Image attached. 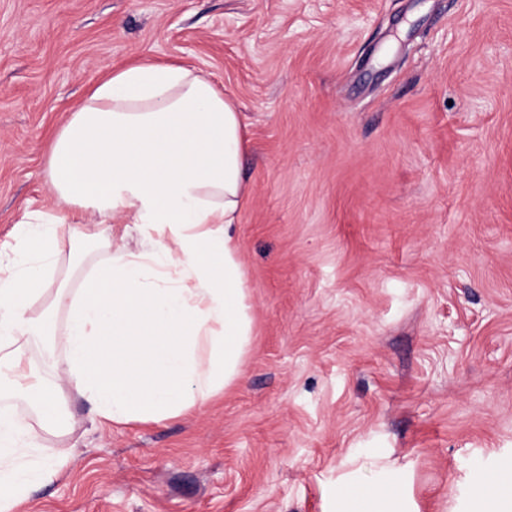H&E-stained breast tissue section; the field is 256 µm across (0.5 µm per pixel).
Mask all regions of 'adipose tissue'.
<instances>
[{"instance_id": "adipose-tissue-1", "label": "adipose tissue", "mask_w": 512, "mask_h": 512, "mask_svg": "<svg viewBox=\"0 0 512 512\" xmlns=\"http://www.w3.org/2000/svg\"><path fill=\"white\" fill-rule=\"evenodd\" d=\"M244 157L237 104L182 65L112 70L62 126L48 158L56 208L16 224L19 259L0 267V382L15 395L0 408V512L53 478L28 465V420L64 436L65 392L105 421L160 423L240 377L252 327L234 235ZM80 240L95 254L77 274ZM59 313L46 362L64 381L53 385L27 347ZM336 498L345 512H391L396 493L381 481Z\"/></svg>"}]
</instances>
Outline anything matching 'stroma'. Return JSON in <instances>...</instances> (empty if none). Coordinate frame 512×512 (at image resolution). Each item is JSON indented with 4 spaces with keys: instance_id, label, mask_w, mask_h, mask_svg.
I'll list each match as a JSON object with an SVG mask.
<instances>
[{
    "instance_id": "35a3bbf8",
    "label": "stroma",
    "mask_w": 512,
    "mask_h": 512,
    "mask_svg": "<svg viewBox=\"0 0 512 512\" xmlns=\"http://www.w3.org/2000/svg\"><path fill=\"white\" fill-rule=\"evenodd\" d=\"M133 60L238 104L242 376L161 423L70 396L16 512H336L389 477L408 512H472L512 463V0H0V244Z\"/></svg>"
}]
</instances>
